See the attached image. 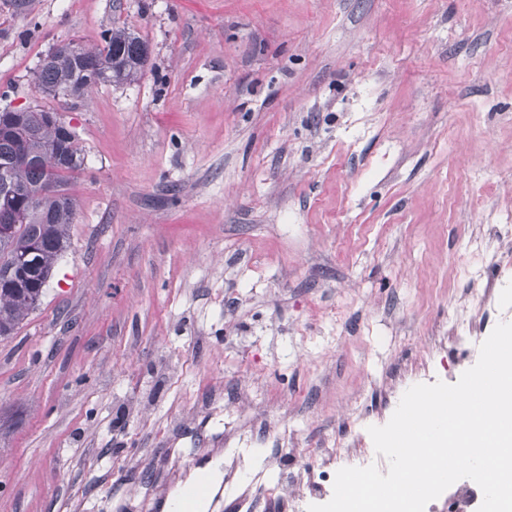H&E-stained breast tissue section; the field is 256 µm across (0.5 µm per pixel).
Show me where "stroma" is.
Here are the masks:
<instances>
[{
    "label": "stroma",
    "instance_id": "35a3bbf8",
    "mask_svg": "<svg viewBox=\"0 0 512 512\" xmlns=\"http://www.w3.org/2000/svg\"><path fill=\"white\" fill-rule=\"evenodd\" d=\"M120 23L143 77L33 76ZM84 156L37 308L0 338V512H163L225 448L274 485L425 336L512 280V0H0V109ZM279 434L265 437L263 422Z\"/></svg>",
    "mask_w": 512,
    "mask_h": 512
}]
</instances>
